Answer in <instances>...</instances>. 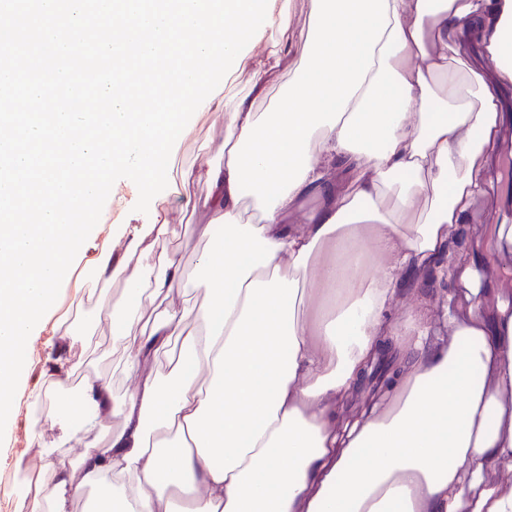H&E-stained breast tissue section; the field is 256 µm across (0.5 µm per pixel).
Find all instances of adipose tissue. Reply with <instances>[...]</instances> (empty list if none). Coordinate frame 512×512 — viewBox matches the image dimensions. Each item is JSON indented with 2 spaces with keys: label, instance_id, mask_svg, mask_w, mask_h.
Masks as SVG:
<instances>
[{
  "label": "adipose tissue",
  "instance_id": "1",
  "mask_svg": "<svg viewBox=\"0 0 512 512\" xmlns=\"http://www.w3.org/2000/svg\"><path fill=\"white\" fill-rule=\"evenodd\" d=\"M273 28L246 92L207 106L219 159L179 175L208 187L200 247H166L162 208L126 268L99 257L123 283L101 323L130 394L76 375L72 327L34 341L53 390L20 409L59 410L30 439L31 512H512V287L463 260L438 322L389 315L484 190L512 0H311L301 31L275 0ZM475 37L496 75L468 59ZM382 339L408 354L397 385L342 418Z\"/></svg>",
  "mask_w": 512,
  "mask_h": 512
}]
</instances>
